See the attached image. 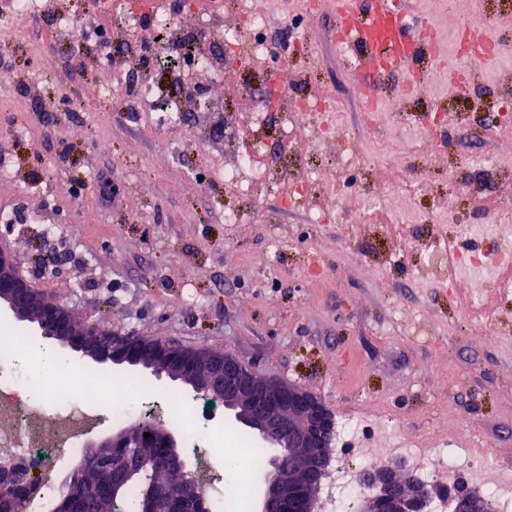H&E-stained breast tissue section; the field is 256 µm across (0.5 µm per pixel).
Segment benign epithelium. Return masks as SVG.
Here are the masks:
<instances>
[{
  "mask_svg": "<svg viewBox=\"0 0 512 512\" xmlns=\"http://www.w3.org/2000/svg\"><path fill=\"white\" fill-rule=\"evenodd\" d=\"M17 319H29L45 311L37 321L41 334L49 336L93 360L112 357L132 367L148 369L158 379L166 376L188 385L198 396L224 405L225 418L253 431L263 448H287L275 455L259 488L257 512H314V491L320 485L330 460L332 422L320 399L293 385L274 384L226 352L198 349L188 361L173 343L149 337L131 339L117 332L106 333L82 324L71 310L48 301L20 276L12 256L0 251V308ZM77 340L72 341L70 337ZM153 435L172 449L169 466L188 481H194L176 435L159 418H150ZM135 433L122 429L112 437L86 447H132ZM375 489L364 500L362 512H425L436 488L418 483L405 463L361 476ZM452 512H483V497L467 492L452 502Z\"/></svg>",
  "mask_w": 512,
  "mask_h": 512,
  "instance_id": "obj_1",
  "label": "benign epithelium"
}]
</instances>
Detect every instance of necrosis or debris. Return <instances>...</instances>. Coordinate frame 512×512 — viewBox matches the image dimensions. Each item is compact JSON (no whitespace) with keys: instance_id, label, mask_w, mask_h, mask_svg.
Listing matches in <instances>:
<instances>
[{"instance_id":"4bbe7bcc","label":"necrosis or debris","mask_w":512,"mask_h":512,"mask_svg":"<svg viewBox=\"0 0 512 512\" xmlns=\"http://www.w3.org/2000/svg\"><path fill=\"white\" fill-rule=\"evenodd\" d=\"M234 4L237 20L232 27L215 29L210 17L203 15L196 29L181 35L165 0H146L142 10L122 16L125 39L106 45L104 51L115 60L113 75L124 76L128 60L139 51L136 34L145 27L153 29L159 39L150 65L155 70H166L167 77L162 82L144 77L132 87L139 111L156 113L162 129L182 124L187 113H208L205 131L196 134L195 139L210 152L222 144H235L240 127H248L249 140L220 170L225 188L254 196L284 185L288 191L283 203L291 207L324 182L326 171L308 168L292 176L282 161V151L269 149L263 131L274 119L285 139L337 136L336 100L323 92H311L286 65L275 77V88L252 98L249 111L228 112L221 102L207 97L188 100L185 87L195 74L220 83L227 71L261 69L271 52L264 36L269 18L258 0H234ZM46 34L50 42L64 48L86 42L89 31L82 0H64L59 12L51 16ZM495 222L491 234L481 224L459 227L467 238L492 236L495 246L491 251L459 252L448 238L441 246L448 255L449 267L467 272L476 289L483 288L489 266L512 265L511 198L500 199ZM14 338L15 346L0 353V465L27 472L31 480L27 508L29 512H46L56 485L57 461L65 458L78 464L86 428L105 417L122 422L140 414L142 399L137 383L70 366L53 375L30 379L21 363L26 347L23 330H16ZM368 441L376 442L377 447L364 453L363 464L367 467L376 457L402 450L392 423L378 424L373 430L359 421L345 424L341 439L344 452L356 451ZM420 454L446 465L449 473L464 474L487 494L493 512H512L511 469L500 468L462 448H424Z\"/></svg>"}]
</instances>
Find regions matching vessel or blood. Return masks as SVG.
<instances>
[{
  "mask_svg": "<svg viewBox=\"0 0 512 512\" xmlns=\"http://www.w3.org/2000/svg\"><path fill=\"white\" fill-rule=\"evenodd\" d=\"M340 45L354 49L352 75L359 90L393 96L430 79L443 50L418 0H332Z\"/></svg>",
  "mask_w": 512,
  "mask_h": 512,
  "instance_id": "1",
  "label": "vessel or blood"
}]
</instances>
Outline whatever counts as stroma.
<instances>
[{
    "instance_id": "35a3bbf8",
    "label": "stroma",
    "mask_w": 512,
    "mask_h": 512,
    "mask_svg": "<svg viewBox=\"0 0 512 512\" xmlns=\"http://www.w3.org/2000/svg\"><path fill=\"white\" fill-rule=\"evenodd\" d=\"M271 10L272 34L295 24L306 32L310 50L294 70L344 100L340 130L358 144L380 135L336 52L330 16H309L298 0ZM43 29L38 14L0 29V44L16 49L14 66L0 68V249L37 291L102 330L232 353L273 383L316 394L335 425L391 420L406 444L454 443L512 469V287L461 305L432 246L435 233L453 230L442 217L485 220L484 203L512 195V125L485 138L451 120L446 148L413 156L398 142L389 168L347 170L339 141L296 139L293 172L325 163L344 214L311 224L305 206L283 208L276 191L253 199L226 190L186 131L160 133L123 86L100 106L91 79L110 67L95 46L81 45L84 70L74 73ZM33 70L40 82L20 93ZM498 86H512V64L483 67L456 110L487 109ZM485 150L503 164L495 182L473 199L450 190L449 172ZM412 175L425 184L414 203L393 189ZM74 184L80 196L70 195ZM370 195L384 196V208L349 222ZM410 207L429 223H394ZM228 208L248 223H225ZM139 377L147 410L170 427L178 416L159 402L170 393L225 427L222 404Z\"/></svg>"
}]
</instances>
